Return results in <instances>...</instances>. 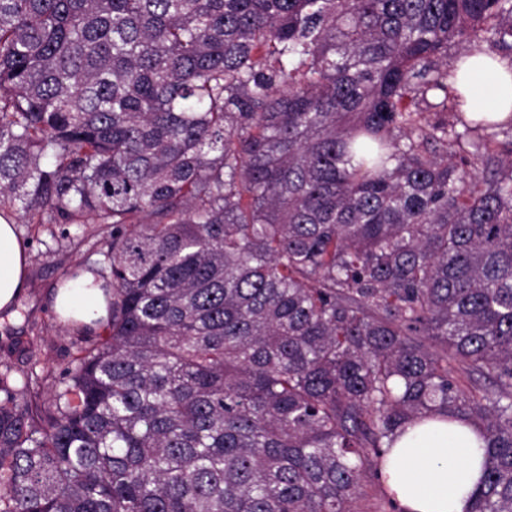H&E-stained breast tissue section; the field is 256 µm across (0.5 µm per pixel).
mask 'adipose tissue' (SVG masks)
Returning <instances> with one entry per match:
<instances>
[{
  "label": "adipose tissue",
  "mask_w": 512,
  "mask_h": 512,
  "mask_svg": "<svg viewBox=\"0 0 512 512\" xmlns=\"http://www.w3.org/2000/svg\"><path fill=\"white\" fill-rule=\"evenodd\" d=\"M454 88L467 96L466 113L512 118V59L495 54L468 59ZM89 272L56 286L51 306L60 322L103 329L108 311ZM28 286V259L14 222L0 217V311L12 309ZM484 442L463 420L425 419L398 434L381 471L401 512H469L484 461Z\"/></svg>",
  "instance_id": "ef3b65f1"
}]
</instances>
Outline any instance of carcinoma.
<instances>
[{"mask_svg":"<svg viewBox=\"0 0 512 512\" xmlns=\"http://www.w3.org/2000/svg\"><path fill=\"white\" fill-rule=\"evenodd\" d=\"M453 43L512 0H0V209L100 224L109 310L0 372V512H360L436 417L512 512V121Z\"/></svg>","mask_w":512,"mask_h":512,"instance_id":"cac0c4a2","label":"carcinoma"}]
</instances>
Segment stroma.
Segmentation results:
<instances>
[{
	"instance_id": "35a3bbf8",
	"label": "stroma",
	"mask_w": 512,
	"mask_h": 512,
	"mask_svg": "<svg viewBox=\"0 0 512 512\" xmlns=\"http://www.w3.org/2000/svg\"><path fill=\"white\" fill-rule=\"evenodd\" d=\"M20 237L28 246L29 286L13 318L0 320V371L19 379L37 373L45 388H52L75 353L74 336L60 332L47 295L76 263L93 262L88 249L70 250L69 238L94 235L97 224H38L13 212Z\"/></svg>"
}]
</instances>
